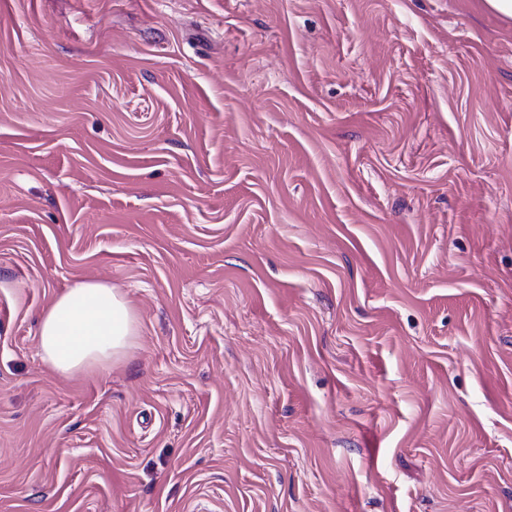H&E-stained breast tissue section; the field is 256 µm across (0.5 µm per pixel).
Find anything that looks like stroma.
<instances>
[{"label": "stroma", "instance_id": "stroma-1", "mask_svg": "<svg viewBox=\"0 0 512 512\" xmlns=\"http://www.w3.org/2000/svg\"><path fill=\"white\" fill-rule=\"evenodd\" d=\"M126 298L80 376L38 322ZM512 512V21L0 0V512ZM139 332V321L121 292L78 282L42 314L40 355L54 371L80 375L126 359Z\"/></svg>", "mask_w": 512, "mask_h": 512}]
</instances>
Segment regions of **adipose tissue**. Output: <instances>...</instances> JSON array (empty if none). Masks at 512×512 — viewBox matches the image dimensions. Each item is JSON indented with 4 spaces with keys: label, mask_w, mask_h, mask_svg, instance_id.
Returning a JSON list of instances; mask_svg holds the SVG:
<instances>
[{
    "label": "adipose tissue",
    "mask_w": 512,
    "mask_h": 512,
    "mask_svg": "<svg viewBox=\"0 0 512 512\" xmlns=\"http://www.w3.org/2000/svg\"><path fill=\"white\" fill-rule=\"evenodd\" d=\"M139 332V321L121 292L79 282L42 314L40 355L54 371L80 375L126 359Z\"/></svg>",
    "instance_id": "ef3b65f1"
}]
</instances>
